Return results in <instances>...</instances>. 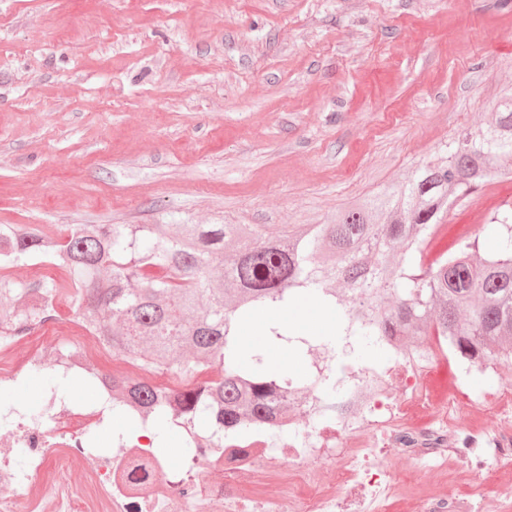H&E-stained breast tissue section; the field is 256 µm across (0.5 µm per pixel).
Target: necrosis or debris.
I'll use <instances>...</instances> for the list:
<instances>
[{"instance_id": "1", "label": "necrosis or debris", "mask_w": 512, "mask_h": 512, "mask_svg": "<svg viewBox=\"0 0 512 512\" xmlns=\"http://www.w3.org/2000/svg\"><path fill=\"white\" fill-rule=\"evenodd\" d=\"M445 341L431 336L420 351H395L376 363L348 364L336 357V376L344 390L336 399L310 393L302 418L282 421L273 435L250 439L211 437V454L192 457L177 471L140 440L117 436L112 451L84 437L86 417H104L109 395L92 406L45 392L39 412L13 407V422L0 431V512H278L281 500L296 512H389L403 500L422 472L441 471L449 455L466 461L461 480L480 474L512 472V442L504 433L488 434L481 423L461 429L460 408L512 420V391L492 386L472 393L453 381L439 398L431 381L453 366ZM412 467L396 478L390 450L404 439ZM27 450L16 464L13 450ZM335 474L321 478L322 466ZM83 470L81 490L67 476ZM55 484L46 496V484Z\"/></svg>"}]
</instances>
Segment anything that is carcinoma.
I'll list each match as a JSON object with an SVG mask.
<instances>
[{
    "mask_svg": "<svg viewBox=\"0 0 512 512\" xmlns=\"http://www.w3.org/2000/svg\"><path fill=\"white\" fill-rule=\"evenodd\" d=\"M512 178V87L492 118L448 143L446 156L418 166L396 189L358 199L329 224L300 235H267L236 224H83L63 241L35 227L0 225V269L55 253L59 280L17 285L0 274V345L42 324L58 298L94 328L112 353L183 381L169 392L112 376V412L147 418L153 438L192 418L211 435L271 433L299 408V391L335 398L326 372L336 347L358 365L370 352L408 349L443 336L471 366L512 362V203L478 237L426 247L459 200L488 178ZM344 309L334 336H294L272 320L268 341L294 349L321 372L300 377L270 366L267 350L247 346L242 329L260 310L277 311L303 293ZM218 366L203 382L197 373Z\"/></svg>",
    "mask_w": 512,
    "mask_h": 512,
    "instance_id": "1",
    "label": "carcinoma"
}]
</instances>
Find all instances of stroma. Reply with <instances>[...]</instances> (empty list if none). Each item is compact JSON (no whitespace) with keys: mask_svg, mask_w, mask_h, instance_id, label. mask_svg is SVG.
I'll return each mask as SVG.
<instances>
[{"mask_svg":"<svg viewBox=\"0 0 512 512\" xmlns=\"http://www.w3.org/2000/svg\"><path fill=\"white\" fill-rule=\"evenodd\" d=\"M499 0H0V224H324L490 120ZM494 178L449 214L482 231ZM97 389L32 368L0 408Z\"/></svg>","mask_w":512,"mask_h":512,"instance_id":"obj_1","label":"stroma"}]
</instances>
